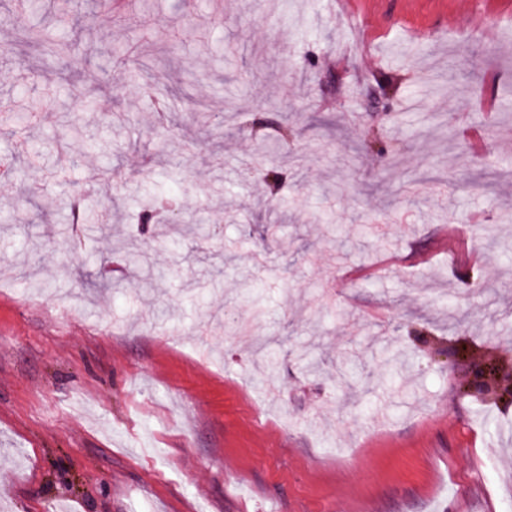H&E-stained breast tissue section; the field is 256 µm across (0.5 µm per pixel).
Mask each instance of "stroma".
<instances>
[{
	"mask_svg": "<svg viewBox=\"0 0 512 512\" xmlns=\"http://www.w3.org/2000/svg\"><path fill=\"white\" fill-rule=\"evenodd\" d=\"M65 7L0 0V512H512V0ZM491 368L490 366H478L475 369V374L472 382L469 385L468 391L473 392H481V393H489L494 395L498 399H502L505 401H512V391L511 390H502L499 388H495L492 384L493 378L489 379L487 377V370Z\"/></svg>",
	"mask_w": 512,
	"mask_h": 512,
	"instance_id": "stroma-1",
	"label": "stroma"
}]
</instances>
